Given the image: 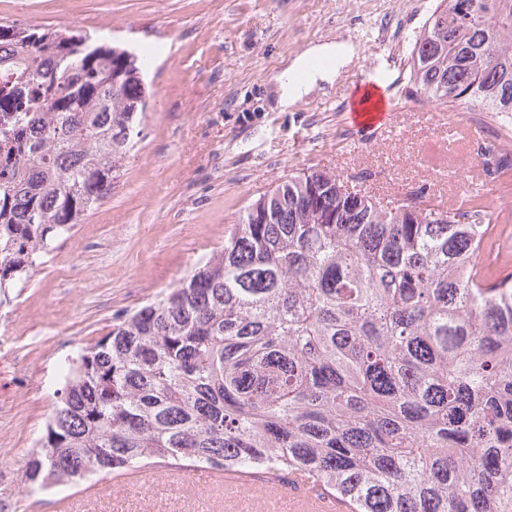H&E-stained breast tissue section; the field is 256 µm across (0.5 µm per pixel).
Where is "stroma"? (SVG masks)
I'll return each mask as SVG.
<instances>
[{"instance_id":"obj_1","label":"stroma","mask_w":512,"mask_h":512,"mask_svg":"<svg viewBox=\"0 0 512 512\" xmlns=\"http://www.w3.org/2000/svg\"><path fill=\"white\" fill-rule=\"evenodd\" d=\"M438 0H0V21L78 29L112 44H161L145 78L137 145L112 192L0 304V512H231L215 486L97 473L27 495L25 463L58 400L60 371L113 319L154 300L224 244L247 207L307 169L340 174L378 202L424 190L441 205L476 191L494 205L490 237L512 241V177L485 176L468 149L512 151V115L466 112L415 95L410 51ZM356 53L333 83L274 109L272 74L310 45ZM394 112L376 134L350 101L374 65Z\"/></svg>"}]
</instances>
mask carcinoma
<instances>
[{"instance_id": "carcinoma-1", "label": "carcinoma", "mask_w": 512, "mask_h": 512, "mask_svg": "<svg viewBox=\"0 0 512 512\" xmlns=\"http://www.w3.org/2000/svg\"><path fill=\"white\" fill-rule=\"evenodd\" d=\"M151 54L0 22V291L96 210L139 138ZM417 96L512 114V0H439ZM484 172L512 175L485 146ZM491 213L335 174L256 199L224 247L68 359L24 472L34 494L182 461L244 481L307 473L354 512H512V274Z\"/></svg>"}]
</instances>
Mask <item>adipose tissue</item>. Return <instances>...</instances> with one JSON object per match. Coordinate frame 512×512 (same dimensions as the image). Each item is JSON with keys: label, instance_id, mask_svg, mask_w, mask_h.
Listing matches in <instances>:
<instances>
[{"label": "adipose tissue", "instance_id": "1", "mask_svg": "<svg viewBox=\"0 0 512 512\" xmlns=\"http://www.w3.org/2000/svg\"><path fill=\"white\" fill-rule=\"evenodd\" d=\"M352 52V47L333 43L308 48L286 70L271 76L270 83L276 95L275 108L287 111L317 83L333 81Z\"/></svg>", "mask_w": 512, "mask_h": 512}]
</instances>
